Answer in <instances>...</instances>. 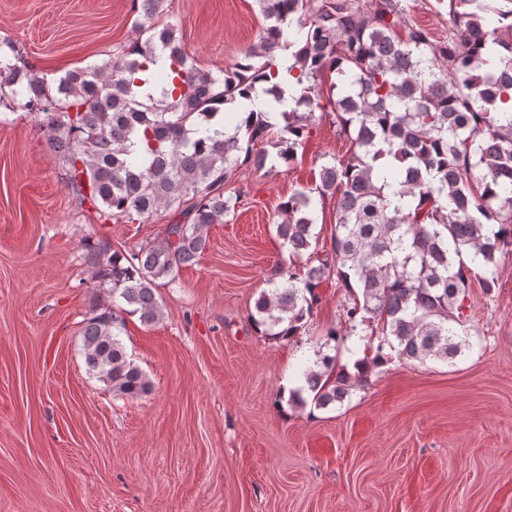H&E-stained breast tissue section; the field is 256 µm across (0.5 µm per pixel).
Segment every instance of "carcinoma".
Wrapping results in <instances>:
<instances>
[{
  "label": "carcinoma",
  "instance_id": "cac0c4a2",
  "mask_svg": "<svg viewBox=\"0 0 512 512\" xmlns=\"http://www.w3.org/2000/svg\"><path fill=\"white\" fill-rule=\"evenodd\" d=\"M165 2L134 0L138 35L121 55L50 82L0 54V97L39 114L36 131L62 158L80 203L106 221L180 209L157 244L124 253L84 240L94 289L82 329L88 371L120 396L150 391L120 339L126 317L159 319V282L197 264L207 228L235 211L224 195L235 167L294 159L325 75L335 76L328 104L350 154L281 204L277 237L293 258L307 257V270L278 267L249 319L268 338L300 335L334 276L348 295L345 324L374 325L383 341L364 345L353 373L322 355L278 398L341 405L391 359L386 345L402 361L460 354L469 281L481 275L491 288L498 256L512 247V114L501 122L512 102V0H448L440 44L407 24L400 0H258L267 21L259 43L216 73L186 55L174 25L157 21ZM287 55L288 94L275 82ZM258 82L270 84L264 109L252 96ZM286 95L294 107L278 128L270 112ZM328 197L336 224L321 252L315 200Z\"/></svg>",
  "mask_w": 512,
  "mask_h": 512
}]
</instances>
